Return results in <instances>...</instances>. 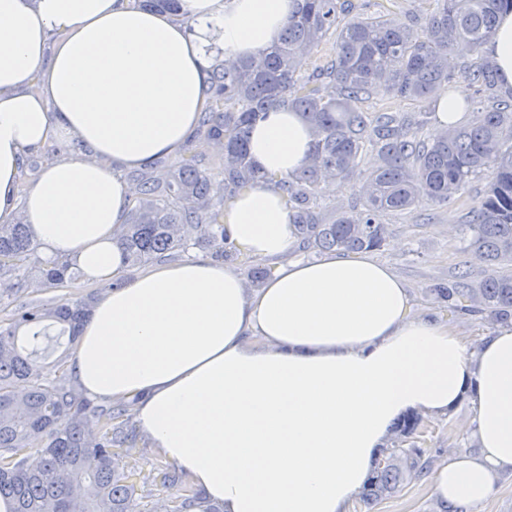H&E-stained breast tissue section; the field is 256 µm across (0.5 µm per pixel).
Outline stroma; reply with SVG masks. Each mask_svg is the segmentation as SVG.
<instances>
[{
    "label": "stroma",
    "mask_w": 512,
    "mask_h": 512,
    "mask_svg": "<svg viewBox=\"0 0 512 512\" xmlns=\"http://www.w3.org/2000/svg\"><path fill=\"white\" fill-rule=\"evenodd\" d=\"M488 176L472 181L463 197L454 204L438 207L429 204L416 208L412 213H393L385 218L390 236L385 246L377 251V260L389 264L410 288L415 308L441 321L449 323L468 344L495 332L496 327L481 315L457 316L448 314L432 293L435 284L447 281L456 272L467 271L472 279L487 275L486 265L476 259L468 247L464 223L473 202L488 187ZM109 284H89L74 278L61 288L41 291L22 287L10 292H0V321L17 305L32 300L58 302L82 298L90 294L102 295ZM474 407L462 402L457 411L441 417H426L412 441L424 448L431 466L446 461L449 453L474 455L479 451L471 420ZM122 462L138 474L137 489L141 504L153 512H165L176 489L163 488L160 478L171 471L170 463L147 448L141 439L129 441L121 449ZM431 476L404 484L398 492L372 505L364 506L353 500L348 512H437L438 506L431 496Z\"/></svg>",
    "instance_id": "stroma-1"
}]
</instances>
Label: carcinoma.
<instances>
[{
  "label": "carcinoma",
  "mask_w": 512,
  "mask_h": 512,
  "mask_svg": "<svg viewBox=\"0 0 512 512\" xmlns=\"http://www.w3.org/2000/svg\"><path fill=\"white\" fill-rule=\"evenodd\" d=\"M432 8L409 22L352 15L351 0H293L278 39L257 56L226 60L210 74L215 105L199 118L203 139L224 150L221 175L225 195L210 197L211 172L200 153L183 159L166 177L142 171L129 176L135 206L118 232L127 260L146 264L187 249L185 224L195 227V245L226 259L238 248L224 233V205L240 189L261 180L272 184L289 205L299 245L315 253L381 249L388 235L384 217L408 213L422 203L443 207L457 201L477 176L488 173L486 193L468 211L474 254L490 273L474 284L466 273L434 288L451 313H485L489 320H512V274L496 267L512 262V92L501 89L495 63L483 54L499 14L512 0H430ZM333 55L304 65L328 37ZM466 42L475 61L460 70L478 98L489 104L480 122L463 129L422 135L425 113L380 111L369 116L358 104L372 91L426 104L437 86L455 76L452 46ZM335 93H323L324 82ZM296 113L309 126L313 148L302 171L275 179L260 172L250 156L252 126L273 106ZM377 151L381 164L365 172L362 152ZM325 181L361 182L362 198L353 209L325 216L320 206ZM36 244L26 224H0V277L24 279ZM72 279L69 265L41 264L38 283L53 288ZM95 297L44 305L22 303L0 324V457L18 448L39 447L0 469V496L12 512H136V485L112 449L132 435L112 431L114 409L99 408L80 393L56 361L46 371L36 344L53 323L72 341L90 315ZM26 383L23 399L15 385ZM420 418L409 416L393 427L385 463L377 465L361 498L370 505L403 482L426 474L425 449L405 448Z\"/></svg>",
  "instance_id": "carcinoma-1"
}]
</instances>
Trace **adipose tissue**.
Wrapping results in <instances>:
<instances>
[{"mask_svg":"<svg viewBox=\"0 0 512 512\" xmlns=\"http://www.w3.org/2000/svg\"><path fill=\"white\" fill-rule=\"evenodd\" d=\"M292 0H0V223L29 224L44 259L111 283L76 339L69 375L129 406L142 436L201 496L194 512H343L392 426L476 406L479 451L435 471L439 507L479 505L512 472V325L477 347L413 313L408 287L366 255L291 259L280 193L258 183L224 208L230 241L277 271L257 288L203 257L127 277L119 172L178 154L209 105L213 65L279 35ZM484 52L512 88V13ZM77 139L19 197L25 160ZM312 136L271 108L251 133L267 173L304 165Z\"/></svg>","mask_w":512,"mask_h":512,"instance_id":"ef3b65f1","label":"adipose tissue"}]
</instances>
